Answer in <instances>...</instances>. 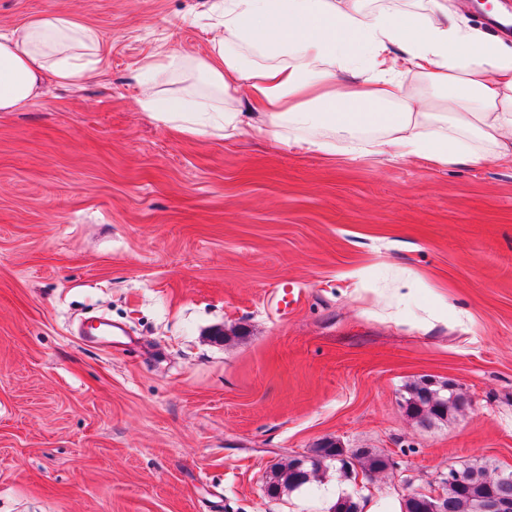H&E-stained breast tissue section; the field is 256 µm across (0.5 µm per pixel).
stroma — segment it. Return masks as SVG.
I'll return each instance as SVG.
<instances>
[{
  "label": "stroma",
  "instance_id": "stroma-1",
  "mask_svg": "<svg viewBox=\"0 0 512 512\" xmlns=\"http://www.w3.org/2000/svg\"><path fill=\"white\" fill-rule=\"evenodd\" d=\"M214 2L0 0V33L63 12L101 38L84 81L0 112V512H328L353 491L400 512L403 480L512 470V164L156 121L139 69L204 56ZM90 317L124 343L79 335ZM422 377L470 408L417 426ZM326 438L398 468L268 497L271 466Z\"/></svg>",
  "mask_w": 512,
  "mask_h": 512
}]
</instances>
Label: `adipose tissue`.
Here are the masks:
<instances>
[{"label": "adipose tissue", "instance_id": "1", "mask_svg": "<svg viewBox=\"0 0 512 512\" xmlns=\"http://www.w3.org/2000/svg\"><path fill=\"white\" fill-rule=\"evenodd\" d=\"M206 56L150 58L144 111L183 133H279L332 156L391 150L437 167L512 163V46L465 22L447 0H224ZM100 37L66 14L0 33V112L47 81L95 68ZM202 84L162 95L175 69ZM241 95L245 111L224 98Z\"/></svg>", "mask_w": 512, "mask_h": 512}]
</instances>
